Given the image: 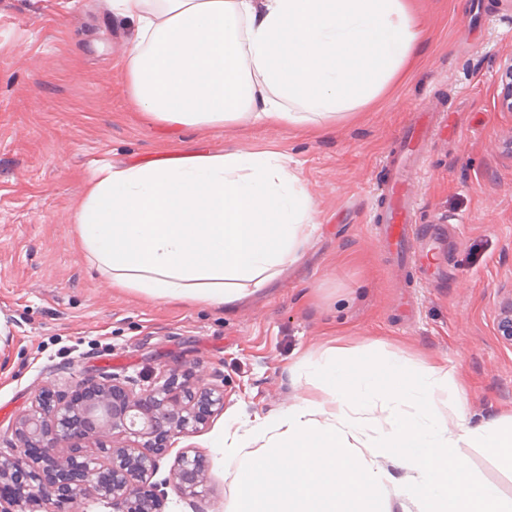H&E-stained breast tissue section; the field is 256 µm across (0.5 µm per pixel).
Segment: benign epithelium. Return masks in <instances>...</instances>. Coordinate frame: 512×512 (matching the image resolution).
<instances>
[{
	"mask_svg": "<svg viewBox=\"0 0 512 512\" xmlns=\"http://www.w3.org/2000/svg\"><path fill=\"white\" fill-rule=\"evenodd\" d=\"M498 105L512 112V63L500 74ZM497 333L512 346V287L498 306ZM224 410V385L205 384L178 369L163 382L136 389L118 378L86 380L61 394L44 387L33 407L13 424L17 444L0 455V483L26 488L0 495V512H68L90 493L112 512H164L169 480L153 481L176 439L208 424ZM101 455L77 460L83 449ZM69 455H61V449ZM182 496L197 497L208 462L183 451L172 470Z\"/></svg>",
	"mask_w": 512,
	"mask_h": 512,
	"instance_id": "obj_1",
	"label": "benign epithelium"
}]
</instances>
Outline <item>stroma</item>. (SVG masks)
Wrapping results in <instances>:
<instances>
[{
	"label": "stroma",
	"mask_w": 512,
	"mask_h": 512,
	"mask_svg": "<svg viewBox=\"0 0 512 512\" xmlns=\"http://www.w3.org/2000/svg\"><path fill=\"white\" fill-rule=\"evenodd\" d=\"M425 45L375 105L318 135L237 124L172 130L131 105L120 61L131 31L108 0H0V452L43 385L71 391L117 376L145 387L170 368L223 383V412L177 439L169 476L191 449L209 463V493L169 495L165 512H230L241 485L214 440L249 429L299 396L324 397L310 363L330 341L416 368L444 359L452 387L439 416L465 399L471 423L512 410V346L497 334L512 284V112L498 106L512 60V0H419ZM440 110L417 221L434 224L421 262L398 266L372 216L383 164L412 113ZM276 151L315 204L299 261L267 288L219 307L164 302L113 287L76 248L74 212L102 164L159 161L184 149ZM473 477L512 497V473L461 446Z\"/></svg>",
	"instance_id": "stroma-1"
}]
</instances>
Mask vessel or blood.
Segmentation results:
<instances>
[{
    "mask_svg": "<svg viewBox=\"0 0 512 512\" xmlns=\"http://www.w3.org/2000/svg\"><path fill=\"white\" fill-rule=\"evenodd\" d=\"M445 119L440 112L415 113L412 124L400 137L398 149L387 158L391 178L383 191L384 207L374 222L383 249L409 263L419 261L420 242L426 236L423 227L414 221L419 207L416 186L425 174L430 133Z\"/></svg>",
    "mask_w": 512,
    "mask_h": 512,
    "instance_id": "b4317fda",
    "label": "vessel or blood"
}]
</instances>
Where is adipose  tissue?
<instances>
[{
	"label": "adipose tissue",
	"instance_id": "adipose-tissue-1",
	"mask_svg": "<svg viewBox=\"0 0 512 512\" xmlns=\"http://www.w3.org/2000/svg\"><path fill=\"white\" fill-rule=\"evenodd\" d=\"M135 33L132 105L171 127L330 126L407 74L426 37L417 0H111ZM315 205L274 151L190 150L105 164L75 214L81 252L113 287L166 302L234 305L299 259ZM313 369L330 402L301 396L246 434L225 429L224 465L245 481L232 512H352L376 496L420 512H512L476 481L459 444L512 471V415L471 424L434 410L448 366L399 356L353 362L325 349ZM400 449L396 471L379 465Z\"/></svg>",
	"mask_w": 512,
	"mask_h": 512
}]
</instances>
